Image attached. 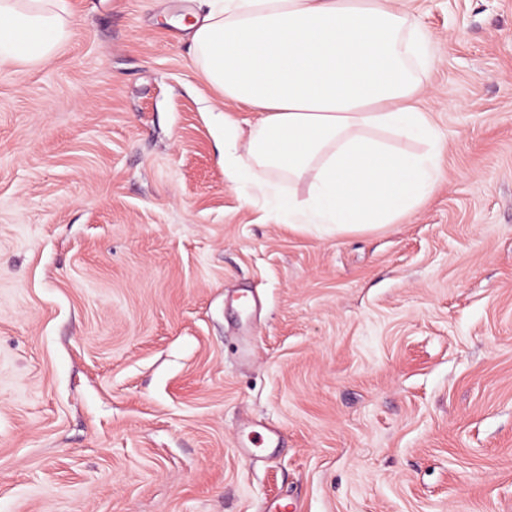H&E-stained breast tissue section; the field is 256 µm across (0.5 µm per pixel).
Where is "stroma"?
Returning a JSON list of instances; mask_svg holds the SVG:
<instances>
[{
	"label": "stroma",
	"mask_w": 512,
	"mask_h": 512,
	"mask_svg": "<svg viewBox=\"0 0 512 512\" xmlns=\"http://www.w3.org/2000/svg\"><path fill=\"white\" fill-rule=\"evenodd\" d=\"M0 61V512H512V0H409L434 192L287 223L177 20L68 0Z\"/></svg>",
	"instance_id": "1"
}]
</instances>
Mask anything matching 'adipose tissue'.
<instances>
[{
  "label": "adipose tissue",
  "instance_id": "adipose-tissue-1",
  "mask_svg": "<svg viewBox=\"0 0 512 512\" xmlns=\"http://www.w3.org/2000/svg\"><path fill=\"white\" fill-rule=\"evenodd\" d=\"M67 0H0V60L38 64L70 37ZM195 59L225 99L257 112L247 139L224 120V175L277 197L292 224H390L418 207L439 172L417 103L433 64L404 0H223L191 26ZM310 183L282 197L272 175Z\"/></svg>",
  "mask_w": 512,
  "mask_h": 512
}]
</instances>
